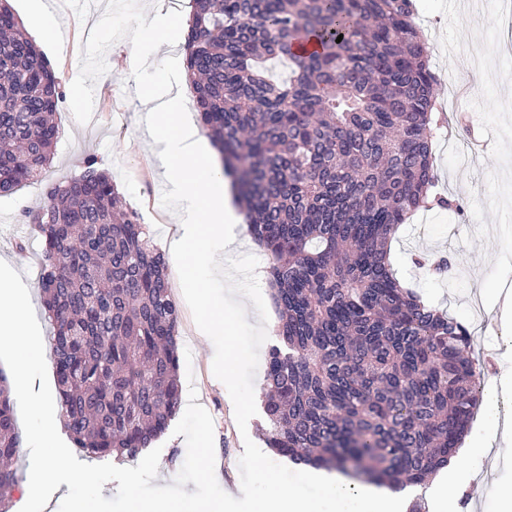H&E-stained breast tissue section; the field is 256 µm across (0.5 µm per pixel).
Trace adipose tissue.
<instances>
[{
  "label": "adipose tissue",
  "instance_id": "obj_1",
  "mask_svg": "<svg viewBox=\"0 0 512 512\" xmlns=\"http://www.w3.org/2000/svg\"><path fill=\"white\" fill-rule=\"evenodd\" d=\"M183 74L175 58H166L158 79L144 93L151 106L147 132L159 147L160 162L169 175L177 208L178 235L169 252L180 265L184 288L198 291L202 277L215 272V258L235 251L240 243L241 216L225 178L219 155L198 133L190 120L183 93L175 92ZM512 391V379L481 396L480 414L487 433L512 442V422L500 417V395Z\"/></svg>",
  "mask_w": 512,
  "mask_h": 512
}]
</instances>
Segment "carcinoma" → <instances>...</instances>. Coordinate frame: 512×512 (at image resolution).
Wrapping results in <instances>:
<instances>
[{
  "mask_svg": "<svg viewBox=\"0 0 512 512\" xmlns=\"http://www.w3.org/2000/svg\"><path fill=\"white\" fill-rule=\"evenodd\" d=\"M184 49L202 127L268 258L267 446L393 490L425 484L468 432L481 370L469 329L390 265L411 213L460 208L428 198L436 77L413 0H193ZM274 59L288 80L269 79ZM62 99L0 0V192L42 177ZM26 217L42 218L60 417L86 457L134 459L180 405L168 262L95 157ZM19 451L0 375V512Z\"/></svg>",
  "mask_w": 512,
  "mask_h": 512,
  "instance_id": "obj_1",
  "label": "carcinoma"
}]
</instances>
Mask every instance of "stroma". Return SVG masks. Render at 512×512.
Instances as JSON below:
<instances>
[{"label":"stroma","mask_w":512,"mask_h":512,"mask_svg":"<svg viewBox=\"0 0 512 512\" xmlns=\"http://www.w3.org/2000/svg\"><path fill=\"white\" fill-rule=\"evenodd\" d=\"M155 0H97L95 11L77 0L57 8L58 49L49 55L64 93L56 116L58 137L41 181L0 196V261L11 263L28 286L44 338L54 330L43 308L39 277L42 242L25 213L43 205L54 183L78 177L88 156H96L112 177L124 206L154 234L158 248L176 235L175 202L168 177L158 165L149 137L142 134L139 92L152 84V71H133L121 31L134 29L136 42L148 36L144 17ZM418 22L431 47L437 75L436 102L452 127L444 128L433 149L435 192L463 202V212L420 210L402 225L391 243L397 278L413 286L425 302L474 326V353L493 359L512 355L493 314L483 311L480 291L512 288V15L500 0H417ZM444 257L447 272L434 275L415 266L416 254ZM169 284L180 310L178 344L192 354L197 402L214 422L220 487L235 494L241 485L238 461L245 440L263 445V414L239 431L224 385L213 374L214 346L195 322L196 299L178 286L176 268ZM155 486L171 485L186 458L184 436L165 432ZM512 490V465L482 469L467 486L471 512H496L501 493Z\"/></svg>","instance_id":"35a3bbf8"}]
</instances>
